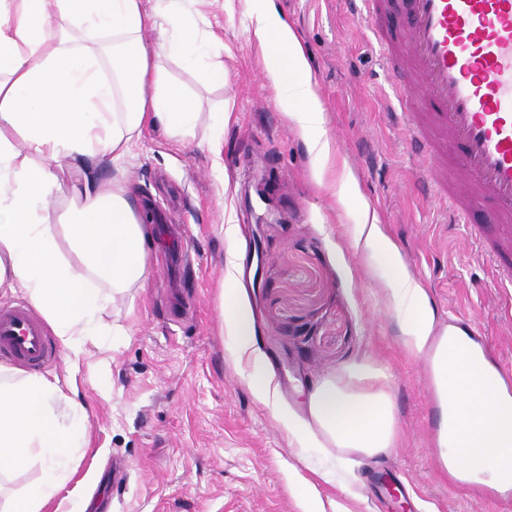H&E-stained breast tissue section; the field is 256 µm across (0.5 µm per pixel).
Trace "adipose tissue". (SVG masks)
Here are the masks:
<instances>
[{"label": "adipose tissue", "mask_w": 512, "mask_h": 512, "mask_svg": "<svg viewBox=\"0 0 512 512\" xmlns=\"http://www.w3.org/2000/svg\"><path fill=\"white\" fill-rule=\"evenodd\" d=\"M245 3L268 76L279 81L283 67L293 69L282 95L300 104L292 118L313 132L315 177L323 179L332 143L305 47L275 0ZM156 27L161 37L147 46L144 32ZM213 43L181 11L149 10L143 0H0V287L24 292L71 366L88 344L111 335L104 310L148 280L146 228L128 183L90 177L83 168L94 158L120 161L148 124L181 139L203 123L220 132L227 114L203 113L166 68L175 61L198 71L203 83L223 84L224 65L210 57ZM238 237V225H225L223 331L236 359L249 366L245 385L273 406L276 390L240 288ZM356 244L381 258L392 299L409 307L402 333L408 352L427 359L433 374L443 411L436 437L442 463L487 476L497 488L512 486V392L471 336L452 325L438 328L423 286L375 219L360 224ZM348 375L350 384L327 376L309 391L308 418L285 417L298 447L370 458L391 447L389 392L359 386L377 369L358 363ZM87 430L88 412L76 394L0 365V477L42 464L40 478L9 496L0 512H44L69 478Z\"/></svg>", "instance_id": "ef3b65f1"}]
</instances>
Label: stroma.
I'll list each match as a JSON object with an SVG mask.
<instances>
[{
    "instance_id": "stroma-1",
    "label": "stroma",
    "mask_w": 512,
    "mask_h": 512,
    "mask_svg": "<svg viewBox=\"0 0 512 512\" xmlns=\"http://www.w3.org/2000/svg\"><path fill=\"white\" fill-rule=\"evenodd\" d=\"M303 42L336 151L324 182L311 136L291 119L248 29L243 0H181L220 41L223 85L169 64L204 107L230 120L219 146L198 129L169 137L144 126L119 165L151 234L150 280L108 309L112 347L91 348L77 373L64 359L42 369L74 382L90 414L88 445L57 500L65 512H305L297 477L338 512H512V492L476 497L438 459L441 409L427 362L406 351L378 256L353 248L367 201L426 291L439 326L471 318L498 369L512 370V286L500 283L467 225L423 182L382 79L384 60L350 0H275ZM353 194L334 193L344 176ZM240 227L245 296L256 344L297 414L300 390L355 363L378 367L393 401L395 445L368 459L300 448L242 381L222 334L226 220Z\"/></svg>"
}]
</instances>
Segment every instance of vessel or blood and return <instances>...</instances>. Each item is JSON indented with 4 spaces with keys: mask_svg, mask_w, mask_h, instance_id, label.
<instances>
[{
    "mask_svg": "<svg viewBox=\"0 0 512 512\" xmlns=\"http://www.w3.org/2000/svg\"><path fill=\"white\" fill-rule=\"evenodd\" d=\"M351 0L386 61L399 125L454 222L490 208L474 236L512 284V0ZM0 357L43 368L56 353L25 305L0 307Z\"/></svg>",
    "mask_w": 512,
    "mask_h": 512,
    "instance_id": "obj_1",
    "label": "vessel or blood"
}]
</instances>
